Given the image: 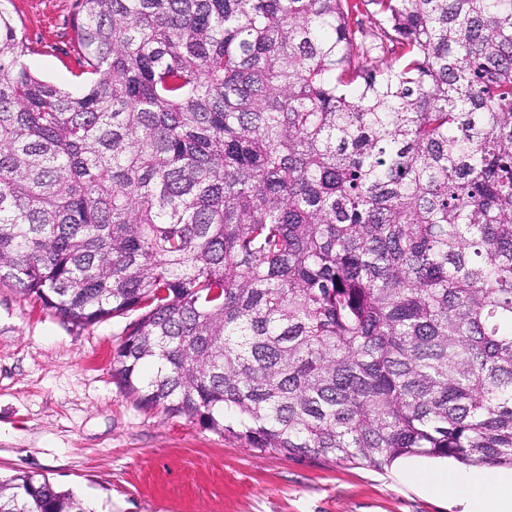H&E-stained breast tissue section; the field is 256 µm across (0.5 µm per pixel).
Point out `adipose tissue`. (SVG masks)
<instances>
[{
    "label": "adipose tissue",
    "mask_w": 512,
    "mask_h": 512,
    "mask_svg": "<svg viewBox=\"0 0 512 512\" xmlns=\"http://www.w3.org/2000/svg\"><path fill=\"white\" fill-rule=\"evenodd\" d=\"M403 477L429 494L463 503L465 512H512V475L491 470L432 472L413 463Z\"/></svg>",
    "instance_id": "ef3b65f1"
}]
</instances>
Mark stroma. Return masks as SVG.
<instances>
[{
    "mask_svg": "<svg viewBox=\"0 0 512 512\" xmlns=\"http://www.w3.org/2000/svg\"><path fill=\"white\" fill-rule=\"evenodd\" d=\"M76 0H9L26 63L74 84ZM125 318L79 325L0 285V476L44 475L95 512H461L385 468L261 454L139 405L112 378Z\"/></svg>",
    "mask_w": 512,
    "mask_h": 512,
    "instance_id": "obj_1",
    "label": "stroma"
}]
</instances>
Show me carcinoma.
<instances>
[{
  "label": "carcinoma",
  "mask_w": 512,
  "mask_h": 512,
  "mask_svg": "<svg viewBox=\"0 0 512 512\" xmlns=\"http://www.w3.org/2000/svg\"><path fill=\"white\" fill-rule=\"evenodd\" d=\"M73 30L64 89L0 7V284L138 313L118 388L260 453L512 469V0H77ZM0 512L92 509L21 472Z\"/></svg>",
  "instance_id": "1"
}]
</instances>
